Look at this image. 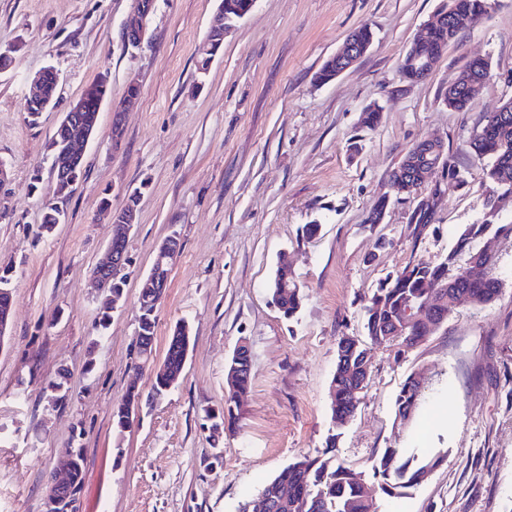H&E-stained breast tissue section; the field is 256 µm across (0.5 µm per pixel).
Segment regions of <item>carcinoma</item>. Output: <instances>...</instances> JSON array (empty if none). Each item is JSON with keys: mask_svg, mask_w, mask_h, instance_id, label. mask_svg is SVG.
Returning <instances> with one entry per match:
<instances>
[{"mask_svg": "<svg viewBox=\"0 0 512 512\" xmlns=\"http://www.w3.org/2000/svg\"><path fill=\"white\" fill-rule=\"evenodd\" d=\"M224 21L232 23L248 13L250 0H222ZM491 0H449V4L438 12L442 21L435 26H424L416 34L399 63V73L409 81L423 79L414 68L413 60L418 55L441 54L455 41L460 28L448 25V19L467 18L475 22L491 9ZM351 38L359 46L357 57H362L370 48L373 32L364 24L351 33ZM342 63L333 56L326 60L316 74L321 82L333 80L341 72ZM490 77V64L483 58L471 60L459 73L455 82L444 93V103L451 109L462 111L471 106L468 86L474 81ZM58 87V73L52 68L42 74L41 93L25 100L24 110L31 121L53 103ZM93 92H84L81 96L82 109L73 113L75 123L86 130L97 129L101 107L107 98V75L101 74L92 83ZM470 148L486 159L484 182L496 192H512V100L501 105L496 111L485 114L472 135ZM424 162L423 157L413 156V151L403 158L400 165L390 174V187L397 196L416 194L415 171ZM439 167L446 173V181L455 187L468 185L466 173L460 169L453 154H443ZM428 192H434L432 203L415 208L412 221L425 226L434 221L438 209L445 198V187L437 182L424 186ZM62 212L53 205L45 207L42 229L49 233L61 223ZM488 234L496 237L512 238V216H501L491 223L484 219L467 225L459 234L453 249L439 263L418 259L408 263L401 272L387 275L384 281L369 297L366 306V323L369 343H362L357 350L342 349L344 339H339L337 349L343 354L337 355L336 370L331 386L339 389L338 398L330 400V418L332 427L345 426L359 406L362 392L351 395L346 392L345 375L357 374L368 363L369 346L396 347L402 351L419 345L428 336L436 332L435 326L448 318V313L466 306H478L491 303L499 293L500 280L493 275L495 261L488 260L477 249L476 241ZM441 291L449 306L442 309L427 308L417 318L409 320L407 311L418 308L434 291ZM271 297L284 317L292 318L301 306L300 289L293 286L288 289L278 287L277 279L270 285ZM161 301L159 289L148 287L141 282L138 293V330L140 339L149 346L155 345L157 308ZM13 291L11 278L7 271L0 272V314L11 313ZM191 343V329L185 322H179L173 328L166 348V367L154 373L151 386V398L163 397L170 389L169 375L183 369L185 353ZM236 357H231L225 366L226 388L224 409L217 415V427L232 430L238 420L242 394L251 383V373L237 368ZM416 373L405 380L396 399V417L401 422L410 420L424 386L416 384ZM142 398L140 388L128 387L124 398L113 407L112 422L116 436L120 437L130 428L129 407ZM336 435H331L326 443V452L330 456L301 454L282 469L263 486L259 498L273 504L271 512H377L375 499L366 498L365 472L357 471L331 455L336 447ZM442 462L439 455H427L419 458L415 455L405 457L397 448H385L372 464L373 477L377 479L379 490L390 497L399 496L406 490L420 484L427 474ZM71 491H80L84 483L83 450L76 448L71 461Z\"/></svg>", "mask_w": 512, "mask_h": 512, "instance_id": "carcinoma-1", "label": "carcinoma"}]
</instances>
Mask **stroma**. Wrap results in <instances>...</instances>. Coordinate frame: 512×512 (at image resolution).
<instances>
[{
    "label": "stroma",
    "mask_w": 512,
    "mask_h": 512,
    "mask_svg": "<svg viewBox=\"0 0 512 512\" xmlns=\"http://www.w3.org/2000/svg\"><path fill=\"white\" fill-rule=\"evenodd\" d=\"M448 0H256L224 39L206 75L197 66L219 0H156L147 42L122 46L132 0H0V269L14 289L0 341V512H43L48 476L68 442L84 456L81 512H236L296 456L322 454L335 436L338 460L369 471L385 448L444 459L403 497L381 496L378 512H512V240L485 237L496 259L498 297L450 312L440 329L405 352L370 350L368 386L353 419L333 428L329 388L337 341L364 336L365 305L386 275L410 261L438 262L459 232L481 220L490 190L469 148L484 113L512 99V0L465 26L426 79L401 78L398 64L417 29ZM369 24L368 52L328 83L323 62ZM491 76L471 109L443 94L470 59ZM55 66L53 109L37 123L24 110L29 80ZM108 74L111 94L70 193L51 192L50 144L63 113ZM137 79L140 98L125 115L120 149L109 135L112 107ZM379 106L378 128L359 124ZM442 136L469 184L449 187L427 227L412 223L418 197L393 195L388 177L417 143ZM40 176L32 185V176ZM139 193L128 240L124 294L98 334L106 296L92 271L112 239L98 216ZM380 223L366 217L380 197ZM65 215L46 233L45 205ZM319 225L315 238L304 227ZM179 240L157 311L155 357L187 322L192 344L178 382L150 399L153 372L133 374L137 298L158 245ZM383 249H376L377 240ZM301 289L297 314L272 304L279 262ZM252 352V380L234 431L212 432L206 415L224 407V369L240 340ZM68 371L67 398L45 388ZM414 371L427 378L411 424L395 399ZM143 398L123 437L112 408L130 382Z\"/></svg>",
    "instance_id": "obj_1"
}]
</instances>
